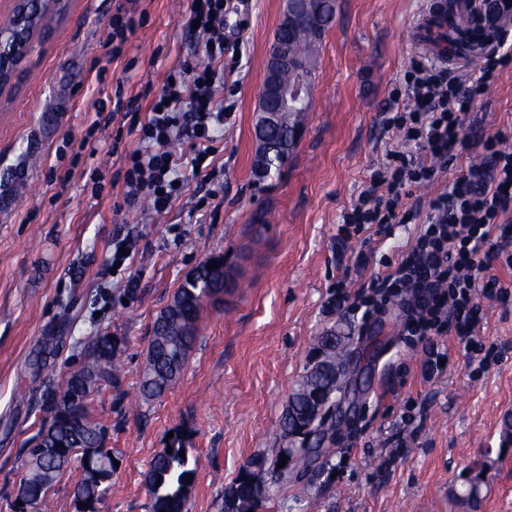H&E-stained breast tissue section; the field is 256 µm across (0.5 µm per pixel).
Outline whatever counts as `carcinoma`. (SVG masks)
Instances as JSON below:
<instances>
[{
  "label": "carcinoma",
  "mask_w": 512,
  "mask_h": 512,
  "mask_svg": "<svg viewBox=\"0 0 512 512\" xmlns=\"http://www.w3.org/2000/svg\"><path fill=\"white\" fill-rule=\"evenodd\" d=\"M318 33L305 27L295 32L289 48L293 54L307 57L316 48ZM307 113L282 114L276 131L263 139L268 152L267 160L255 166L260 176L281 172L295 150L292 133L296 126L305 123ZM217 262L218 268H209V262ZM224 290V258L211 256L200 262L191 278L184 280L167 307L154 321L149 338L147 363L140 379L139 398L149 404L161 398L176 383L179 374L194 347L196 324L200 319L204 302ZM351 333L340 335L336 326L327 328L317 338L312 363L306 368L296 388L289 395L276 438L282 446L266 448L252 457L239 472L234 482L224 490L223 512H260L269 496L270 488L288 483V471L299 456H291L288 449L305 450V438L293 439L291 432L306 422V417L316 412L307 399L305 389L316 388L321 397L336 398V383L346 376L348 358L347 340ZM126 340L101 331L92 337L85 349V362L62 382L59 389L68 398L55 402L53 392L46 393L43 405L50 413L49 428L53 432L51 451L41 457L22 449L25 478L31 487L29 512H42L47 494L57 479L73 463L78 462L81 478L76 482L73 495L93 506L106 490V482L96 481L90 475L84 458L99 456L108 464L103 469L109 473L114 465L112 449L103 446L102 432L90 419L89 403L99 392L102 384L119 385L123 372ZM172 452L160 449L150 460L146 471L147 512H185L186 504L197 475L200 462L188 448L186 435L180 432L169 441ZM185 456H179V452ZM286 456V465L278 467L280 456ZM487 464L470 471L462 483V498L473 509L483 498L487 481L482 478Z\"/></svg>",
  "instance_id": "obj_1"
}]
</instances>
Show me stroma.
Returning a JSON list of instances; mask_svg holds the SVG:
<instances>
[{
    "mask_svg": "<svg viewBox=\"0 0 512 512\" xmlns=\"http://www.w3.org/2000/svg\"><path fill=\"white\" fill-rule=\"evenodd\" d=\"M120 0H71L46 19L50 39L20 64L17 90L0 100V512H15L21 448L46 415L47 378L84 362L98 331L126 337L124 377L103 386L90 417L120 465L98 512H146L144 474L172 432H183L201 468L188 512H221L224 489L274 443L273 431L326 326L354 329L349 391L336 407L334 454L309 456L264 512H512V445L498 422L512 412V301L485 302L484 348L475 372L452 351L426 382L425 354L405 343L397 307L363 319L330 311L338 264L368 258L355 290L413 243L418 227L352 238L336 253L337 224L395 137L385 128L393 89L410 62L433 61L414 32L430 0H336L319 46L312 110L281 174L253 171L255 110L283 0H233L224 17L225 96L231 115L218 132L213 179L187 177L165 212L123 205L118 172L135 137L118 122L94 126V101L123 81L147 109L168 70L201 44L180 25L187 0H136L144 24L119 58L103 43ZM512 123V62L470 111L472 139ZM102 172L101 192L86 173ZM133 251L107 272L116 240ZM220 255L233 286L206 303L199 341L173 388L138 406L149 331L188 273ZM412 410L409 444L387 441ZM488 453L492 467L477 510L456 496L465 470Z\"/></svg>",
    "mask_w": 512,
    "mask_h": 512,
    "instance_id": "35a3bbf8",
    "label": "stroma"
}]
</instances>
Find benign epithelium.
<instances>
[{
    "mask_svg": "<svg viewBox=\"0 0 512 512\" xmlns=\"http://www.w3.org/2000/svg\"><path fill=\"white\" fill-rule=\"evenodd\" d=\"M64 0H15L16 24L0 28V96L13 90V79L19 63L45 37L37 18L43 13L61 10ZM309 11V0H297V7L285 13L278 28H292ZM310 59L291 57L280 51L268 57L260 93L255 126L272 128L284 112H308L311 89L307 74Z\"/></svg>",
    "mask_w": 512,
    "mask_h": 512,
    "instance_id": "1",
    "label": "benign epithelium"
}]
</instances>
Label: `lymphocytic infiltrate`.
<instances>
[{"label":"lymphocytic infiltrate","instance_id":"1","mask_svg":"<svg viewBox=\"0 0 512 512\" xmlns=\"http://www.w3.org/2000/svg\"><path fill=\"white\" fill-rule=\"evenodd\" d=\"M229 0H188L186 30L204 45L205 62L181 61L166 74L147 118L131 116L129 133L138 145L125 155L124 201L147 202L162 211L181 191L179 159L170 149L188 141L192 164L215 151L216 132L224 125V107L216 90L224 84V15ZM512 58L498 40L470 79L447 67L412 62L394 95L387 130L398 141L370 172L355 203L341 215L339 236L387 234L391 225L420 220V230L398 262L371 281V295L351 292L338 280L332 300L337 309L355 305L382 312L395 304L404 314L406 335L421 342L427 360L425 378L443 367L448 351L438 340L473 355L482 349V300H512V284L494 274L495 265L512 268V135L501 129L471 142L465 119L494 79L504 60ZM451 173L446 190L424 206L407 209L413 189Z\"/></svg>","mask_w":512,"mask_h":512}]
</instances>
